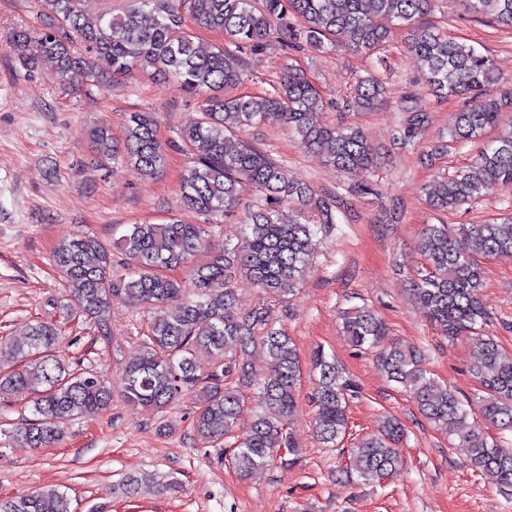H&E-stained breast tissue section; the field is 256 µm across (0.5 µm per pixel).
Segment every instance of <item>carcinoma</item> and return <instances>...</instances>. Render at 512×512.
<instances>
[{
    "label": "carcinoma",
    "instance_id": "cac0c4a2",
    "mask_svg": "<svg viewBox=\"0 0 512 512\" xmlns=\"http://www.w3.org/2000/svg\"><path fill=\"white\" fill-rule=\"evenodd\" d=\"M433 0H136L117 14L87 18L80 0H41L39 25L16 32L13 48L23 69L40 59L54 63L62 76L79 70L90 85L103 88L114 78L136 72L171 77L200 98V117L179 132L192 152L180 190L184 203L204 216L226 214L244 193L255 201L241 224L237 244H224L210 262L190 275L194 296H184L170 272L206 243V225L169 218L159 224H129L107 247L97 237L78 234L60 243L53 263L77 313L90 318L97 340L109 343L112 303L125 301L149 313L140 354L124 365V397L159 412L180 398H196L194 431L201 441L224 445L229 432L247 422L248 435L233 443L231 463L240 476L266 466L282 448H298L290 427L296 410V385L302 365L297 348L276 326L268 308L236 311L234 283L250 278L264 294L284 301L295 294L320 235L337 230L346 202L317 195L288 177L287 169L262 149L238 139L265 120L288 126L299 143L325 153L340 174L369 171L379 152L357 127L330 126L321 119L324 101L306 74L284 70L279 87L265 95L239 94L244 81L240 53L263 48L283 34L303 37L322 50L345 48L376 56L398 29L408 31V47L420 60L426 88L437 97L463 96V109L448 129L449 142L462 144L502 123L512 109V91L493 95L502 82L491 57L423 22ZM474 13L512 29V0H471ZM302 27L293 29L288 15ZM220 33L224 43L200 41L191 24ZM387 87L370 73L356 79L347 107L375 110L386 102ZM404 122L398 142L408 144L428 122L419 98H400ZM98 151L124 162L144 178L164 166L165 145L153 112H132L127 136L118 145L103 126L89 130ZM492 186L512 189V131L481 151L471 164L442 178L429 194L439 211L457 209L483 197ZM288 209V218L282 209ZM471 243L463 252L457 237ZM125 257L126 272L113 269L111 248ZM420 251L425 273L411 288L430 322L449 341L468 336L474 344L470 371L482 394L461 399L427 376L416 351L387 342L385 324L366 307L343 315L350 343L371 349L389 380L409 391L428 419L451 426L468 448L472 467L504 494L512 495V456L499 452L496 440L476 422L474 412L502 431L512 432V355L480 334L489 319L480 291L483 257H512V214L484 224H429ZM26 348L0 338V401L24 402L32 418L10 430L31 448L59 440L64 427L112 405V389L92 370H71L53 350L63 337L58 322L36 320L24 326ZM256 339L266 348L267 371L256 377L247 359ZM319 374L312 402L317 439L331 448L347 429L348 397L353 384L336 359L321 347L311 355ZM258 390V408L248 405L245 389ZM404 429L395 418L358 442L354 470L364 481L384 480L403 466L397 448ZM0 512H76L71 498L57 488L0 498Z\"/></svg>",
    "mask_w": 512,
    "mask_h": 512
}]
</instances>
